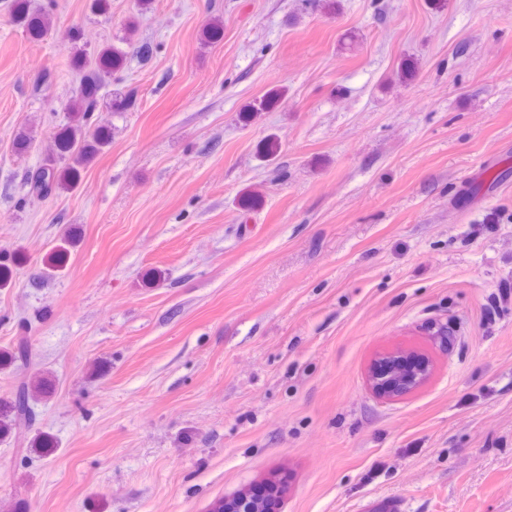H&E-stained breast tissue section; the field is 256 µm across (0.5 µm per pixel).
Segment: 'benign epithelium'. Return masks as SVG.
Returning a JSON list of instances; mask_svg holds the SVG:
<instances>
[{"instance_id":"benign-epithelium-1","label":"benign epithelium","mask_w":512,"mask_h":512,"mask_svg":"<svg viewBox=\"0 0 512 512\" xmlns=\"http://www.w3.org/2000/svg\"><path fill=\"white\" fill-rule=\"evenodd\" d=\"M433 363L416 351L395 350L373 362L368 372V381L373 392L381 397L394 398L423 387L431 378ZM264 493L260 497L262 512H279L281 485L275 479L264 482ZM253 493L244 492L224 500V512H249L248 504Z\"/></svg>"}]
</instances>
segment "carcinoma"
Masks as SVG:
<instances>
[{
	"label": "carcinoma",
	"instance_id": "carcinoma-1",
	"mask_svg": "<svg viewBox=\"0 0 512 512\" xmlns=\"http://www.w3.org/2000/svg\"><path fill=\"white\" fill-rule=\"evenodd\" d=\"M149 7V0H137L138 13L129 17L122 42L131 43L139 24V15ZM12 20L25 27L36 39L43 38L53 28L50 12L33 5L32 0H14ZM125 63L126 52L110 42L99 45L91 53L76 57L74 67L80 88L66 105V111L76 113V123L63 130L55 141V151L28 178V193L39 198L54 195L62 186L58 167L62 161L68 162L67 179L71 184H76L80 168L110 145V128L103 113L112 111V103L100 94V90L107 79L122 70ZM32 356L28 337L18 336L11 351L0 354V364H28ZM46 388L47 384L41 378L22 381L17 385L14 397L0 405V437L34 423V404Z\"/></svg>",
	"mask_w": 512,
	"mask_h": 512
}]
</instances>
